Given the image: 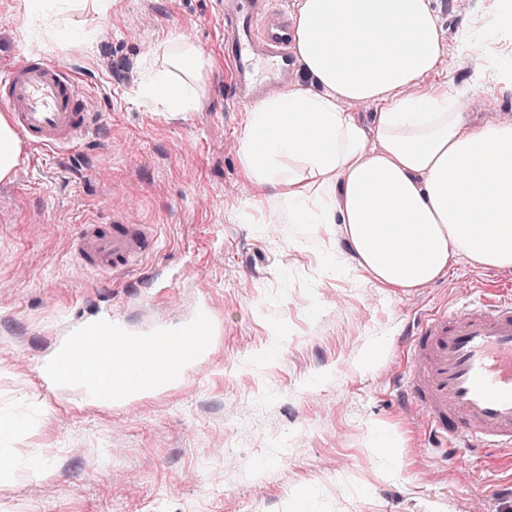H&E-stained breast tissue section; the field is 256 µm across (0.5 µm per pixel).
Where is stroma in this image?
<instances>
[{"label": "stroma", "mask_w": 512, "mask_h": 512, "mask_svg": "<svg viewBox=\"0 0 512 512\" xmlns=\"http://www.w3.org/2000/svg\"><path fill=\"white\" fill-rule=\"evenodd\" d=\"M80 0L70 15L89 42L43 47L21 0H0V60L41 57L71 68L104 117L96 139L48 154L25 147L0 180V407L28 422L16 445L59 449L49 476L0 483V512H512V458L434 459L405 420L397 389L402 332L426 309L512 286V268L460 258L409 293L355 269L337 224H293L275 190L258 195L242 172L248 111L230 100L224 24L214 0ZM495 0H432L445 67L423 87L459 84L466 128L512 120V83L499 66L512 43L482 58L464 47ZM213 60L196 106L159 112L136 91L150 48L169 32ZM153 225L136 271L105 283L75 263L71 239L87 216ZM281 226L266 238L267 219ZM171 278L147 298L156 275ZM209 302L223 334L191 389L123 409L42 388L37 367L51 331L109 308L132 324L174 322ZM386 347L365 364L370 342ZM391 435L394 472L376 439Z\"/></svg>", "instance_id": "1"}]
</instances>
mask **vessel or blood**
I'll list each match as a JSON object with an SVG mask.
<instances>
[{
    "label": "vessel or blood",
    "mask_w": 512,
    "mask_h": 512,
    "mask_svg": "<svg viewBox=\"0 0 512 512\" xmlns=\"http://www.w3.org/2000/svg\"><path fill=\"white\" fill-rule=\"evenodd\" d=\"M259 2L233 0L223 15L224 55L240 105L266 88L287 87L298 69L287 22ZM88 103V92L63 64L25 58L0 65V109L30 146L52 152L87 140L103 123ZM154 241L151 225L93 217L78 224L71 251L85 270L115 281L140 265ZM402 342V397L442 457L512 451L511 291L419 315ZM217 343V324L206 306L175 323L141 327L107 313L77 317L57 330L53 358L41 363L39 376L52 389L81 377L100 400L120 408L189 384Z\"/></svg>",
    "instance_id": "b4317fda"
}]
</instances>
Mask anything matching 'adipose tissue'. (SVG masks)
<instances>
[{"label":"adipose tissue","mask_w":512,"mask_h":512,"mask_svg":"<svg viewBox=\"0 0 512 512\" xmlns=\"http://www.w3.org/2000/svg\"><path fill=\"white\" fill-rule=\"evenodd\" d=\"M73 6L24 4L54 45L85 35L67 23ZM293 40L309 82L251 107L241 164L254 188H278L294 223L342 225L358 268L393 292L460 257L512 268V121L465 128L455 85L418 89L445 55L431 0H297ZM160 51L141 97L191 111L210 59L175 32ZM357 104L374 107L372 125ZM26 427L0 413V483L48 476L41 454L11 446Z\"/></svg>","instance_id":"ef3b65f1"}]
</instances>
